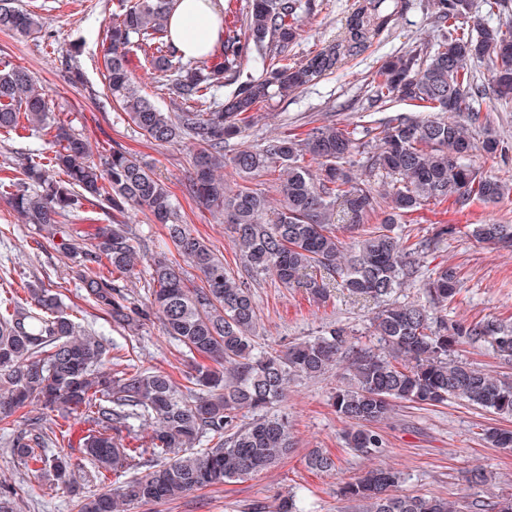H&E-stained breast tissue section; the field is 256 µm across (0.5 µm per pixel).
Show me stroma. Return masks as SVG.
<instances>
[{"mask_svg": "<svg viewBox=\"0 0 512 512\" xmlns=\"http://www.w3.org/2000/svg\"><path fill=\"white\" fill-rule=\"evenodd\" d=\"M40 16L43 30L22 36L0 31V69L19 66L37 80L56 120L72 126L89 143L92 155L119 145L137 154L170 191L181 223L189 225L223 255L229 269H237L231 233L209 213L197 209L185 185L192 170L193 146L149 143L123 110L106 95L103 46L105 30L116 11L117 0H18ZM354 0H322L317 15L307 18L301 40L293 48L294 59L334 40L342 31ZM430 20L420 0H410L390 34L344 68L317 85L285 100L263 107L262 118L251 127L247 143L255 144L312 119L355 124L365 117L361 107L365 87L383 60L418 39L432 37ZM81 42L76 62L81 84H71L62 69L73 42ZM140 92L163 108L174 105L166 81L154 71L139 49L129 53ZM410 229L419 239L432 237L440 228L448 236L420 263L418 280L398 290L400 302L427 303L423 280L441 267H456L462 280L460 293L445 312L449 327L485 320L512 321V249L479 243L471 235L473 225L512 224V196L500 202L459 207L453 203H428L410 217ZM60 284L62 300L76 311L81 326L115 344L126 367H157L170 372L181 386H188L193 359L182 355L175 342L162 332L157 317H148L134 333L110 327L84 297L74 281L72 262L50 246L43 231L21 223L11 206L0 199V294L27 302L31 289ZM259 311V343L282 347L288 342L317 335L323 327L339 324L364 333L374 312L370 302L333 299L313 302L299 288L283 287L269 276L259 277L253 290ZM339 372L329 371L313 379H297L288 386L280 408L291 422L293 451L276 467L223 486L190 493L133 512H272L279 498L297 494L305 512H359L357 502L336 495L339 484L378 467L401 471L402 492L426 494L459 502L461 512H475L474 498L464 480L468 471L483 470L491 481L484 497L512 493V452L491 447L483 439L485 428L499 425L512 429V417L504 418L464 402L424 408L402 406L380 423L386 443L379 457H363L346 448L345 422L336 414L332 396L341 386ZM72 438L67 450L73 463L72 485L66 486L39 471L34 461H21L9 448V432L0 430V481L22 486L19 512H75L76 491L98 492L102 483L93 479V468L80 450L79 431L86 424L80 414L69 416ZM319 448L336 461L332 473L308 470L304 457Z\"/></svg>", "mask_w": 512, "mask_h": 512, "instance_id": "35a3bbf8", "label": "stroma"}]
</instances>
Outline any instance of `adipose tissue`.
Listing matches in <instances>:
<instances>
[{"label":"adipose tissue","mask_w":512,"mask_h":512,"mask_svg":"<svg viewBox=\"0 0 512 512\" xmlns=\"http://www.w3.org/2000/svg\"><path fill=\"white\" fill-rule=\"evenodd\" d=\"M224 0H174L168 28L189 56L211 51L220 41Z\"/></svg>","instance_id":"ef3b65f1"}]
</instances>
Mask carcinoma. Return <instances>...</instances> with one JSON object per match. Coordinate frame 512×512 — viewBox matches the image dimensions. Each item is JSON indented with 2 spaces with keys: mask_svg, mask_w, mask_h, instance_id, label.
<instances>
[{
  "mask_svg": "<svg viewBox=\"0 0 512 512\" xmlns=\"http://www.w3.org/2000/svg\"><path fill=\"white\" fill-rule=\"evenodd\" d=\"M320 6L318 0H227L219 56L189 58L178 49L168 30L172 0L125 4L105 33L112 99L147 140L193 141L187 192L199 210L227 225L239 274L179 222L169 191L137 155L114 146L94 162L87 141L51 116L28 70H0V132L34 128L49 134L55 147L50 157L28 158L19 175L0 177V197L21 223L44 230L72 261L86 300L113 327L137 331L153 311L184 353L215 363L197 366L190 383L203 392L186 394L160 368L112 372V343L82 329L50 286L30 289L26 307L0 308V424L12 425L11 417L31 404L63 417L86 412L91 428L82 452L101 481L134 469L147 453L153 457L147 473L130 475L108 492L77 496L78 512H128L130 506L173 500L276 466L292 443L288 415L272 412L273 405L292 380L335 366L346 369L348 384L336 390L333 406L350 425L347 447L362 456L384 452L376 425L396 402L458 400L512 416V378L491 376L456 358L464 338L490 345L511 363L512 324L479 320L448 330L437 309L459 293L451 267L425 283L430 306L392 300L415 282L421 255L448 234L442 229L414 242L406 230L408 215L424 202L464 206L512 193L511 184L470 162L475 151L495 159L504 150L479 100L512 101V23L490 28L471 15L470 0H431L440 38L414 42L387 58L369 83L371 107L385 117L353 129L331 121L230 147L268 101L313 86L365 53L394 24L403 0H358L335 41L296 61L289 50L302 36V15L313 16ZM41 29L36 15L14 0H0L1 31L29 35ZM135 44L180 99L178 111L167 112L140 94L128 58ZM485 58L493 62L494 76L479 85L470 63ZM226 82L236 89L219 102L215 91ZM397 100L411 109L394 108ZM476 128L484 131L478 143ZM227 163L245 177L275 175V219L267 218L263 194L226 187L221 170ZM362 164L363 180L354 173ZM377 174L395 182L380 199L370 181ZM382 202L381 224L365 227L364 219ZM342 204L351 213L348 228L361 230L351 247L337 235L336 208ZM91 206L106 209L109 223L91 235L64 231ZM132 209L146 210L164 225L182 263L163 251L141 252L132 225L125 223ZM471 233L481 242L512 247V224H475ZM190 268L199 281L189 278ZM267 274L305 289L318 303L338 292L377 303L370 323L374 339L363 343L346 327L330 326L282 349L258 347L249 281ZM117 275L142 283L147 305L122 292ZM242 413L251 419L241 420ZM141 420L152 423L148 448L124 436ZM484 432L491 445L512 450L511 429ZM62 440L64 435L33 417L10 448L20 460L44 463L57 482L68 484L70 456L45 455ZM306 465L317 472L336 468L318 449L309 452ZM401 479L392 468H375L341 484L337 493L361 503L365 512H458L446 498L399 492ZM17 500L18 488L1 483L0 512H18Z\"/></svg>",
  "mask_w": 512,
  "mask_h": 512,
  "instance_id": "cac0c4a2",
  "label": "carcinoma"
}]
</instances>
